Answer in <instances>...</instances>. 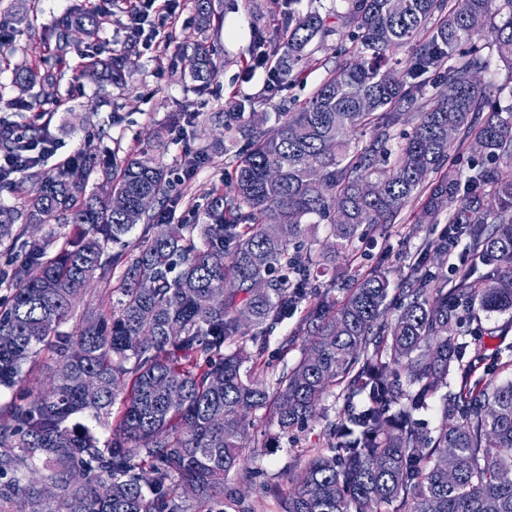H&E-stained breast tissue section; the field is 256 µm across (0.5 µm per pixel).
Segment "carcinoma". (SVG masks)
<instances>
[{
    "label": "carcinoma",
    "mask_w": 512,
    "mask_h": 512,
    "mask_svg": "<svg viewBox=\"0 0 512 512\" xmlns=\"http://www.w3.org/2000/svg\"><path fill=\"white\" fill-rule=\"evenodd\" d=\"M401 2L396 10L393 0H347L342 27L355 58L276 113L274 126L245 116L246 101L224 113V137L244 148L231 181L213 191L207 223L156 224L142 209L143 196L160 204L170 188L147 149L106 160L82 151L55 173L32 172L31 191L14 188L20 204L0 203V247L22 251L0 269L10 290L0 306V392L11 394L0 405V512L17 498L38 512H224V485L254 475L250 424L287 435L318 417L335 388L345 412L328 423L326 447L299 454L291 485L264 486L281 512H512V379L463 380L443 395L433 432L416 419L451 368L463 369L461 315L512 318V0ZM105 17L74 6L52 29L58 58ZM485 29L508 66L509 85L494 94L475 78L489 66L481 50L455 55ZM333 34L316 12L292 16L252 62L271 65L279 84L296 82L309 43ZM407 45L411 55L393 59ZM176 50L191 53L197 79L211 77L204 44ZM128 55L85 69L117 84ZM56 80L51 68L16 74L23 91ZM24 107L37 139L42 101ZM15 137L0 121V151ZM452 150L472 155L455 181L439 175ZM116 196L126 209L112 208ZM410 206L416 224L448 211L452 275L417 258L397 283L392 319L382 271L343 283L340 300L334 279L309 297L314 273ZM54 216L76 230L34 238L30 228ZM321 223L327 246L301 249ZM480 264L489 271L478 276ZM93 287L109 306L76 315ZM297 311L279 347L282 368L270 374L269 332ZM72 319V332L59 331ZM298 336L305 344L290 366ZM44 350L57 357L54 385L26 389ZM87 377L100 380L98 393L85 391ZM79 416L110 431L106 445ZM450 448L451 483L442 467Z\"/></svg>",
    "instance_id": "1"
}]
</instances>
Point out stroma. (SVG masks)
Returning a JSON list of instances; mask_svg holds the SVG:
<instances>
[{"label": "stroma", "instance_id": "stroma-1", "mask_svg": "<svg viewBox=\"0 0 512 512\" xmlns=\"http://www.w3.org/2000/svg\"><path fill=\"white\" fill-rule=\"evenodd\" d=\"M74 0H24L30 24L0 44V117H13L12 102L19 95L14 70L27 66L43 70L59 66L58 79L45 104L46 133L56 143L55 157L45 162L44 171H53L59 160L84 149H106L118 155L157 146L168 178L180 194L172 218L178 224H200L205 220L211 190L221 184L230 163L224 154H211L205 147L224 137V124L215 113L227 112L232 103L252 101L256 112L274 117L283 101L303 99L323 80L328 70L345 63L336 51L340 39L312 41L306 51L309 65L299 84L273 85L268 68L252 66L251 56L260 41L269 39L284 26L289 13L318 12L323 15L344 11L346 0H212L214 20L203 26L196 0H174L172 12L153 14V31L129 37L126 9L110 0H86L87 4L109 10L110 17L99 31L81 36L72 46L64 64H57L52 26L68 12ZM199 40L211 50L216 73L208 82L196 81L187 56L177 54L176 43ZM132 48L131 62L125 68L123 86L100 93L97 84L83 74L89 56L106 58L113 52ZM186 119L173 125V114ZM201 153L194 176L183 170L186 152ZM446 231L445 224L433 231L416 228L408 215L386 225L383 232L361 243L349 264L347 274L383 267L399 277L417 251L427 249V264L437 269L447 264V254L437 245ZM472 344L465 360L470 364V383L504 379L502 367L512 360V321L504 315H491L470 325ZM325 414L309 422L298 438L273 437L271 430L258 424L248 432L255 454L251 467L261 474L252 484L229 482L224 490V508L234 512L235 496H243L255 512H278L274 500L266 498L261 481L289 484L300 473L293 457L305 448L325 444L327 421L343 414V402L335 397L324 401Z\"/></svg>", "mask_w": 512, "mask_h": 512}]
</instances>
